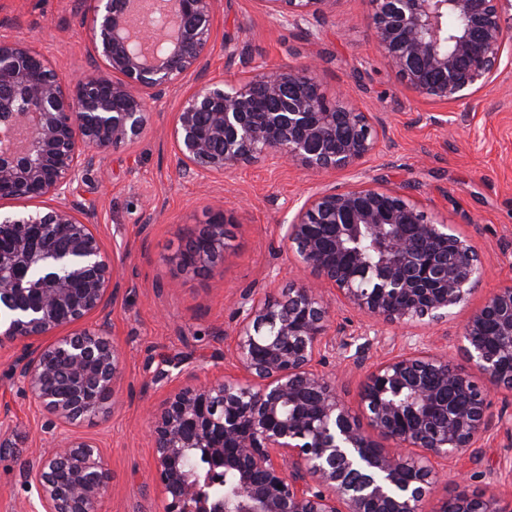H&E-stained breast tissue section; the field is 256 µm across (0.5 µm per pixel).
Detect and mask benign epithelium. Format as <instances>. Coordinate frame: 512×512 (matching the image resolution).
Wrapping results in <instances>:
<instances>
[{"label":"benign epithelium","instance_id":"7a95c632","mask_svg":"<svg viewBox=\"0 0 512 512\" xmlns=\"http://www.w3.org/2000/svg\"><path fill=\"white\" fill-rule=\"evenodd\" d=\"M131 0H88V39L103 63L72 83L31 43L0 40V142L31 122L21 151L0 153V200L43 209L0 215V307L13 318L0 345L21 342L14 366L52 425L103 414L120 395L121 353L109 324L75 325L104 310L114 267L92 212L66 202L100 156L140 137L149 103L197 68L214 40L215 0H167L168 11L128 30ZM334 0H264L301 28ZM512 0H370L376 49L410 91L441 105L469 104L512 61ZM457 25L448 28V17ZM316 66L260 64L234 79L213 77L184 99L173 140L183 171L202 178L257 160L319 173L349 170L376 149L379 120L341 94L328 97ZM203 235L186 270L219 269L224 224ZM456 241L445 253L440 243ZM282 241L303 277L281 298H249L224 355L237 368L206 383L189 376L149 413L163 512H422L439 463L481 446L493 418L489 397L512 393V285L470 316L459 349L483 379L446 350L415 343L366 375L358 409L336 375L319 366L331 310L341 298L373 320L408 326L439 321L486 275L474 245L394 187L357 181L317 192L299 206ZM493 323L498 347L483 344ZM47 336L54 340L44 345ZM391 442L382 446L377 438ZM202 450L209 476L233 478L228 497H208L186 470ZM43 512H99L111 474L97 443L73 437L26 465Z\"/></svg>","mask_w":512,"mask_h":512}]
</instances>
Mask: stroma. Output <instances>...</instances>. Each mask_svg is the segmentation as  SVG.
<instances>
[{"mask_svg": "<svg viewBox=\"0 0 512 512\" xmlns=\"http://www.w3.org/2000/svg\"><path fill=\"white\" fill-rule=\"evenodd\" d=\"M369 0H332L311 32L277 21L263 0H217V36L200 67L151 103L141 137L109 153L107 181L89 172L72 201L92 208L93 224L117 284L106 314L85 318L96 327L108 317L122 352V393L106 414L73 426L48 428L13 367L16 344L0 346V512H38L26 462L46 455L51 442L71 436L94 439L112 474L100 512H163L154 479L147 409L165 395L155 374L172 361L170 375L205 382L232 371L224 352L241 319L244 295L283 296L293 284V257L282 224L297 206L323 188L347 187L355 176L398 186L428 215L446 220L477 246L487 274L467 305L439 322L422 319L409 335L376 324L328 296L332 323L326 366L340 394L357 407L366 373L406 349L409 339L453 350L471 313L495 289L512 284V64H502L493 84L471 106L435 105L404 88L380 61L367 21ZM84 0H0V39L28 40L68 80L100 67L86 34ZM236 47L228 55L225 43ZM296 66L314 60L322 90L343 94L364 112L378 113L386 134L358 173L318 176L289 164L261 160L204 179L182 172L171 135L185 96L216 75L236 77L246 61ZM219 217L228 236L218 271L185 273L178 253L189 228ZM473 492L512 502V434L486 433L477 454L444 467L426 499V512L443 500Z\"/></svg>", "mask_w": 512, "mask_h": 512, "instance_id": "obj_1", "label": "stroma"}]
</instances>
